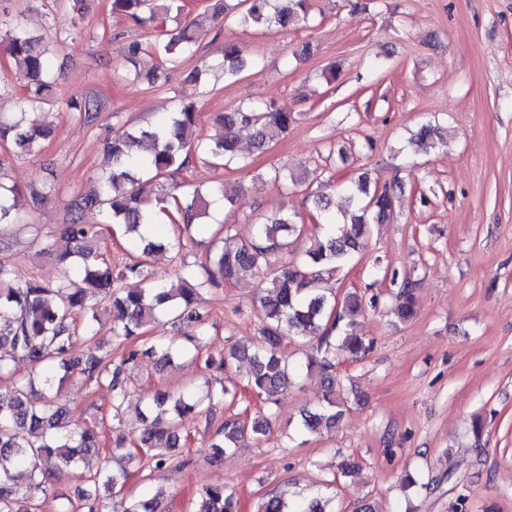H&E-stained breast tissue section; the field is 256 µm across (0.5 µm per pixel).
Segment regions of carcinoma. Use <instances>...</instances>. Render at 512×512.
<instances>
[{"instance_id": "cac0c4a2", "label": "carcinoma", "mask_w": 512, "mask_h": 512, "mask_svg": "<svg viewBox=\"0 0 512 512\" xmlns=\"http://www.w3.org/2000/svg\"><path fill=\"white\" fill-rule=\"evenodd\" d=\"M239 20L245 27L267 30L285 29L310 15L309 0H239ZM185 9L183 0H111L112 14L133 19L155 31L147 42L133 40L127 45L126 60L134 66L125 74L128 81L142 79L135 69L137 59L147 53L160 58L164 65H176L182 55L193 51L202 41L200 29L179 20ZM0 42L23 80L24 94L18 111L21 118L0 115V139L11 140L27 153L34 152L51 129L33 118L23 116L36 109L53 106L57 76L46 55L44 37L29 31L19 21L0 29ZM251 64L236 42H224V79L235 81ZM67 108L92 121L100 105L89 98H71ZM301 114L284 105L264 103L234 107L215 116L220 133L204 139L198 135L199 113L194 103L185 102L168 119L151 126L124 125L118 129L110 150L112 169L96 187L81 196L78 212L63 225L61 234L73 249L60 255L65 261L75 258L62 278L44 283L32 278L16 283L8 265L0 263V376L12 372L20 362L40 367V385L34 380L0 390V512H29L35 495L50 485L54 471L76 467L82 454L99 449L98 432L62 430L66 408L56 405L54 387L56 368L77 371L88 384L108 385L112 389V418L118 420L128 393L122 373L132 370L144 356L163 364L185 354V349L159 337H147V329L169 316L186 329L185 338L196 351L199 346L200 316L195 308L200 291L217 284L213 274L199 278L192 265L182 261L184 287L174 292L151 281L148 262L161 251L188 255L194 242L191 229L207 225L205 196L193 189L177 196L178 185L169 183L175 175L188 170L197 161L215 166L248 167L240 153L237 131L253 129L254 145L259 150L275 146L300 119ZM446 139L445 129L427 121L407 140L411 150L435 148ZM253 184L267 182L283 189L297 187L306 178L285 167L271 172H257ZM342 194L347 208L339 217L333 210V198ZM21 190L0 181V224H17V199ZM312 216L324 224V235L299 259L288 258L290 239L300 237L304 225L295 216L282 213L255 223L248 238H238L223 225L219 246L209 258L224 282L252 289L256 305V335L247 343H233L218 355L209 354L204 363L209 368L226 371L241 360L249 362L244 385L228 380L218 387H208L205 396L191 392L176 396L159 392L153 399L155 418L144 429L134 458H144L154 468L165 466L172 450L188 440L181 421L189 416L213 420V406L234 403L245 389L255 396L275 403L274 396L288 387L291 375L301 366L290 367L281 345L293 340L311 346L306 355V369L318 370L326 382L323 403L315 411L302 415L301 434L322 435L336 428L348 407V396L336 377L337 360L346 353L354 360L363 359L374 341L361 332L364 315L363 297L346 292L336 297L328 282L337 272L353 265L361 255L371 226L387 221L394 210L395 192L373 184L369 173L361 171L345 181L331 179L308 193ZM97 209L111 224L124 227L136 255L118 269L101 258L104 228L83 223L82 211ZM391 283L399 288V304L393 310L401 323L414 314L415 283L397 273ZM136 281L139 288H125L113 296L110 331L112 342L123 350L122 359L109 369L95 353L102 307L96 298L106 300L114 284ZM84 320L86 336L76 335V319ZM258 441L269 434L264 414L251 421L227 418L211 438L213 457L234 451L246 433ZM130 473L120 467L92 478L95 492L84 493L88 512H160L155 498L138 500L121 496ZM329 501L320 496L282 490L261 496L255 512H327ZM193 512H240L235 495L224 484H206L199 493Z\"/></svg>"}]
</instances>
